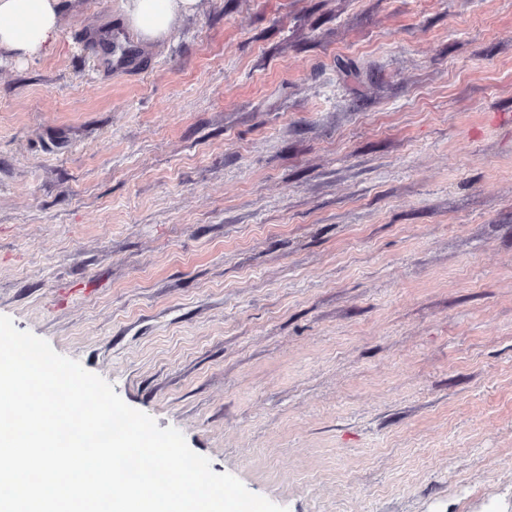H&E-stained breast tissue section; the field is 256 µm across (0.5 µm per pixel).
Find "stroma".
I'll return each mask as SVG.
<instances>
[{
	"label": "stroma",
	"instance_id": "stroma-1",
	"mask_svg": "<svg viewBox=\"0 0 512 512\" xmlns=\"http://www.w3.org/2000/svg\"><path fill=\"white\" fill-rule=\"evenodd\" d=\"M124 4L0 53V315L287 512H512V0ZM126 15L133 28L148 41L165 35L178 14L190 13L196 0H126Z\"/></svg>",
	"mask_w": 512,
	"mask_h": 512
}]
</instances>
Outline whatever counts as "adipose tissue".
Masks as SVG:
<instances>
[{
	"instance_id": "adipose-tissue-1",
	"label": "adipose tissue",
	"mask_w": 512,
	"mask_h": 512,
	"mask_svg": "<svg viewBox=\"0 0 512 512\" xmlns=\"http://www.w3.org/2000/svg\"><path fill=\"white\" fill-rule=\"evenodd\" d=\"M196 0H126L133 28L152 41L165 35L178 14L189 13ZM58 0H0V50L17 59L48 51L58 34Z\"/></svg>"
}]
</instances>
